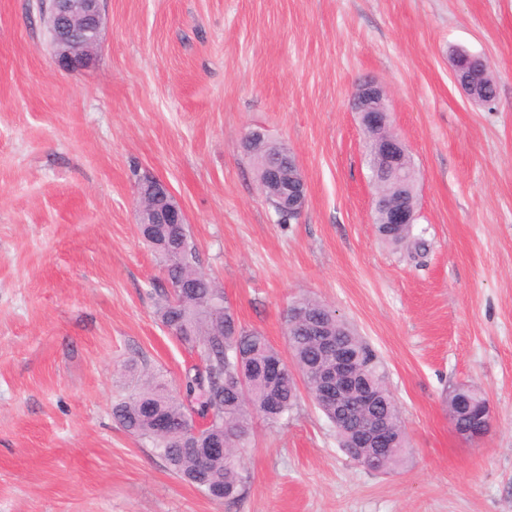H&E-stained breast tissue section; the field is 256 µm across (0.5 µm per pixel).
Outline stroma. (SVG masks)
I'll return each mask as SVG.
<instances>
[{
    "mask_svg": "<svg viewBox=\"0 0 512 512\" xmlns=\"http://www.w3.org/2000/svg\"><path fill=\"white\" fill-rule=\"evenodd\" d=\"M93 64L59 67L34 0H0V512H512V0H105ZM486 57L493 107L451 53ZM382 84L416 172L414 236L384 242L352 96ZM285 144L306 182L281 224L242 143ZM181 203L201 270L239 322L287 352L316 298L381 355L410 442L368 471L308 395L254 419L246 491L210 500L124 430L132 370L179 386L189 350L160 322L166 274L136 181ZM469 385L494 415L448 422ZM460 58L462 60L461 64L456 65V68H453V75L457 85L464 91V93L472 100L482 103L485 90L478 84L471 81V79L465 74L462 69V64L466 60H478L486 65V59L480 55L471 54L466 51H459ZM484 65L480 64H472L469 69H472L474 72H480V67H484ZM478 408H479V404H475L470 408V410L468 412L460 413L457 411L456 405H455V413L457 414L456 415L457 416L456 417L457 424L463 428L469 427L473 423V421L476 417V412H477ZM493 419H494L493 412L491 410L490 404L487 399L483 403V405L481 407V412H480V414L476 420V423H475L476 425H474L473 427L459 431L456 428L455 420L453 418H449V420L452 424L453 430L457 434V436L460 437L461 439H463L465 441H469V442H476V441H479L480 439H482L489 432V430L493 424Z\"/></svg>",
    "mask_w": 512,
    "mask_h": 512,
    "instance_id": "stroma-1",
    "label": "stroma"
}]
</instances>
